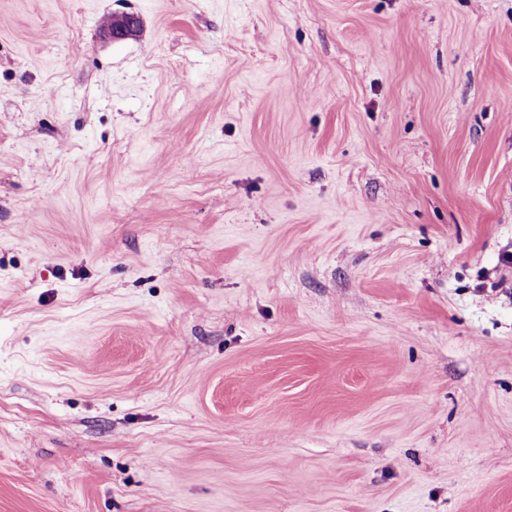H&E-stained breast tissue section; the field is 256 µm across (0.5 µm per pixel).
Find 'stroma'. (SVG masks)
I'll return each mask as SVG.
<instances>
[{
  "instance_id": "35a3bbf8",
  "label": "stroma",
  "mask_w": 512,
  "mask_h": 512,
  "mask_svg": "<svg viewBox=\"0 0 512 512\" xmlns=\"http://www.w3.org/2000/svg\"><path fill=\"white\" fill-rule=\"evenodd\" d=\"M506 249L512 0H0V512H512ZM137 28L140 29L138 16L134 13L122 12L113 14V22L106 30V34L112 39H125L133 36Z\"/></svg>"
}]
</instances>
